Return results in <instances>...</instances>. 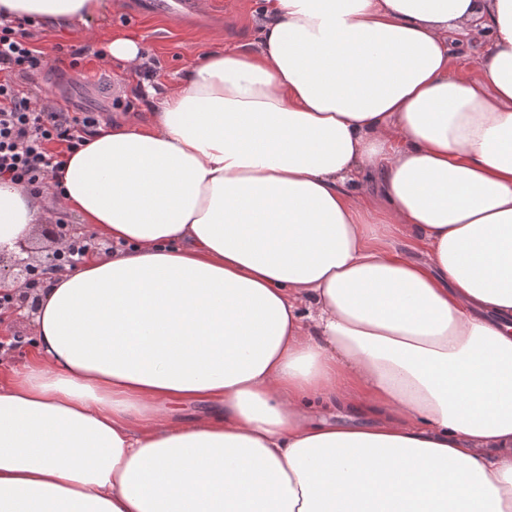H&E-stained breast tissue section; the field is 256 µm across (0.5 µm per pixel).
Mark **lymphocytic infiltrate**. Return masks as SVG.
<instances>
[{
	"label": "lymphocytic infiltrate",
	"mask_w": 512,
	"mask_h": 512,
	"mask_svg": "<svg viewBox=\"0 0 512 512\" xmlns=\"http://www.w3.org/2000/svg\"><path fill=\"white\" fill-rule=\"evenodd\" d=\"M32 25L27 18L0 16V180L37 194L97 134L101 115L40 105L19 94L14 77L45 67L42 51L30 44Z\"/></svg>",
	"instance_id": "obj_1"
}]
</instances>
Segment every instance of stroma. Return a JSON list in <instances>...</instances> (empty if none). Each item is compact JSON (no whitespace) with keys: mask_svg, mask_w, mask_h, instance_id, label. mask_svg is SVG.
Masks as SVG:
<instances>
[{"mask_svg":"<svg viewBox=\"0 0 512 512\" xmlns=\"http://www.w3.org/2000/svg\"><path fill=\"white\" fill-rule=\"evenodd\" d=\"M224 8L223 23L197 27L165 16L134 17L126 12L125 0H112L111 9L85 23L45 22L33 32L35 46L52 53L61 43L84 48L77 69L49 70L31 79H18L19 89L51 106L100 113L111 121L113 99L132 105L141 119H149L151 97L162 94L184 78L188 66L217 47L248 48L257 39L259 0H218ZM136 40L143 52L155 59V75L147 79L131 75L119 66L102 64L100 54L112 36ZM24 339L21 348L0 351V383L8 380L13 368L25 362L32 350L33 321L21 312L0 319V341Z\"/></svg>","mask_w":512,"mask_h":512,"instance_id":"35a3bbf8","label":"stroma"}]
</instances>
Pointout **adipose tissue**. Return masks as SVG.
<instances>
[{"label":"adipose tissue","instance_id":"1","mask_svg":"<svg viewBox=\"0 0 512 512\" xmlns=\"http://www.w3.org/2000/svg\"><path fill=\"white\" fill-rule=\"evenodd\" d=\"M260 17L102 126L60 194L0 182V248L51 202L119 246L39 290L0 384V512H512V0ZM479 48V45L474 44H463L457 48V57L452 62V69L456 75L463 79L477 77V72L470 65V58Z\"/></svg>","mask_w":512,"mask_h":512}]
</instances>
